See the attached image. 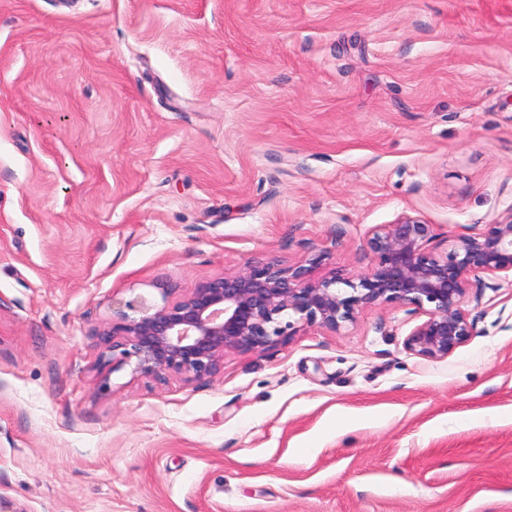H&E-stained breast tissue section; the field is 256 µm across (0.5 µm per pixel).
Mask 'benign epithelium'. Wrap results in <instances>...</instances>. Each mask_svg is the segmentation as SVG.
I'll use <instances>...</instances> for the list:
<instances>
[{
    "instance_id": "7a95c632",
    "label": "benign epithelium",
    "mask_w": 512,
    "mask_h": 512,
    "mask_svg": "<svg viewBox=\"0 0 512 512\" xmlns=\"http://www.w3.org/2000/svg\"><path fill=\"white\" fill-rule=\"evenodd\" d=\"M432 238L430 225L407 215L374 227L363 245L371 264L356 282L334 272L314 278L304 265L252 262L172 304L122 299L97 335L98 367L111 373L133 360L144 376L202 380L218 371L227 350L248 352L287 338L293 324L279 321L285 311L335 332L358 311L388 304L426 316L405 340L411 354L444 359L473 335L463 308L471 290L486 287L485 275L512 273V212L483 233L457 236L443 255L428 248Z\"/></svg>"
}]
</instances>
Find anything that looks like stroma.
I'll use <instances>...</instances> for the list:
<instances>
[{"mask_svg":"<svg viewBox=\"0 0 512 512\" xmlns=\"http://www.w3.org/2000/svg\"><path fill=\"white\" fill-rule=\"evenodd\" d=\"M511 211L512 0H0V512H512L510 278L441 360L396 304L199 381L96 346L119 299Z\"/></svg>","mask_w":512,"mask_h":512,"instance_id":"stroma-1","label":"stroma"}]
</instances>
